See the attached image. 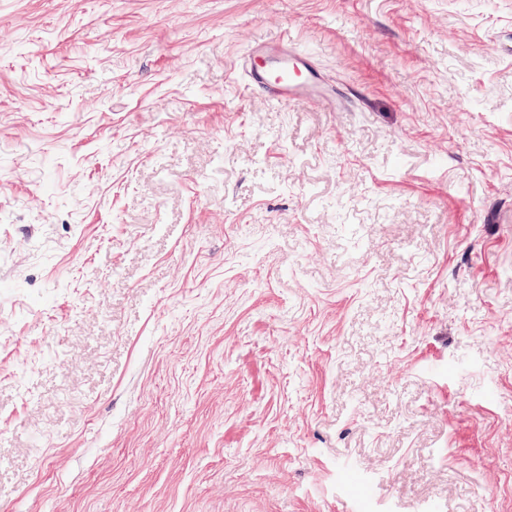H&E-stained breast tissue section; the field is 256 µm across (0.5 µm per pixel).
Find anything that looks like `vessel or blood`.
<instances>
[{"instance_id":"1","label":"vessel or blood","mask_w":512,"mask_h":512,"mask_svg":"<svg viewBox=\"0 0 512 512\" xmlns=\"http://www.w3.org/2000/svg\"><path fill=\"white\" fill-rule=\"evenodd\" d=\"M240 69L248 87L275 102L330 97L315 59L285 42L254 44Z\"/></svg>"}]
</instances>
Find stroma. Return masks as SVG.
<instances>
[{"label": "stroma", "instance_id": "1", "mask_svg": "<svg viewBox=\"0 0 512 512\" xmlns=\"http://www.w3.org/2000/svg\"><path fill=\"white\" fill-rule=\"evenodd\" d=\"M0 512H512V0H0ZM260 60L256 64L254 60ZM240 69L248 87L262 91L275 102L319 97L332 100L315 59L295 49L287 41L278 44L256 43Z\"/></svg>", "mask_w": 512, "mask_h": 512}]
</instances>
